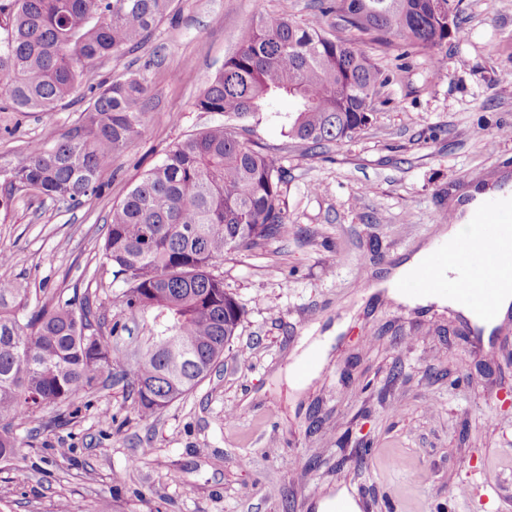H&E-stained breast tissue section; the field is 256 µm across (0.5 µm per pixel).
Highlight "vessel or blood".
<instances>
[{"mask_svg": "<svg viewBox=\"0 0 512 512\" xmlns=\"http://www.w3.org/2000/svg\"><path fill=\"white\" fill-rule=\"evenodd\" d=\"M472 221L480 226L484 234H493L498 226L512 224V207H503L498 200L489 199L475 211ZM509 264H512V239L498 241L490 252L477 257L466 246L453 252L438 249L427 260L419 277L406 283L405 289L419 292L438 287L437 271L455 267L459 275L449 283V291L454 292L463 303L479 305L482 315L490 317L495 313L494 295L499 286L491 272Z\"/></svg>", "mask_w": 512, "mask_h": 512, "instance_id": "vessel-or-blood-1", "label": "vessel or blood"}]
</instances>
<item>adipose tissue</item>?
<instances>
[{
	"label": "adipose tissue",
	"instance_id": "1",
	"mask_svg": "<svg viewBox=\"0 0 512 512\" xmlns=\"http://www.w3.org/2000/svg\"><path fill=\"white\" fill-rule=\"evenodd\" d=\"M487 198V192L481 190L473 192L471 199L459 206L456 221L440 229L438 245L454 250L460 247L464 240L476 238L477 228L471 224L470 219L473 212L479 209ZM429 254V248H421L410 259L391 270L387 279L382 283L387 297L395 303L412 308L417 306L426 308L432 305L451 307L461 311L464 317L482 331L484 336H491L493 330L502 324L508 312L512 311V287L503 288L497 292L496 313L489 319L483 318L478 308L461 303L453 293L444 288L423 292L403 291V284L418 274Z\"/></svg>",
	"mask_w": 512,
	"mask_h": 512
}]
</instances>
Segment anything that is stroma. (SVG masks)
I'll use <instances>...</instances> for the list:
<instances>
[{"mask_svg":"<svg viewBox=\"0 0 512 512\" xmlns=\"http://www.w3.org/2000/svg\"><path fill=\"white\" fill-rule=\"evenodd\" d=\"M314 0H173L141 48L108 59L74 102L52 112L0 110V159L56 140L89 89L132 75L149 91L144 134L117 155L102 189L70 208L16 194L0 216V279L55 294L117 293L101 268L104 219L178 141L223 122L195 103L258 18L313 21ZM464 39L444 68L322 21L386 76L370 123L308 150L270 113L249 118L287 180L295 234L225 255L215 272L244 308L223 361L184 398L143 420L122 386L105 384L38 410L24 445L0 465V512H319L347 490L361 512H512V312L489 341L457 311L409 308L371 290L429 244L449 200L475 179L512 184V0H460ZM318 377L285 378L307 336L338 322ZM497 475L494 488L485 472Z\"/></svg>","mask_w":512,"mask_h":512,"instance_id":"35a3bbf8","label":"stroma"}]
</instances>
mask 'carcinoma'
<instances>
[{
  "instance_id": "carcinoma-1",
  "label": "carcinoma",
  "mask_w": 512,
  "mask_h": 512,
  "mask_svg": "<svg viewBox=\"0 0 512 512\" xmlns=\"http://www.w3.org/2000/svg\"><path fill=\"white\" fill-rule=\"evenodd\" d=\"M173 0H0V80L5 108L50 112L77 96L89 69L142 45ZM320 16L385 45L442 60L448 39L464 28L455 0H317ZM385 77L347 40L320 26L261 19L199 96L201 112L224 123L173 146L112 208L99 264L119 285V313L89 297L34 306L27 289L0 280V463L22 442L16 422L37 408L68 407L108 374L149 418L192 391L224 356L243 310L213 273L224 255L258 248L292 231L285 171L243 136L242 122L272 111L286 136L309 149L352 138L374 111ZM148 88L130 76L98 87L53 143L34 140L14 163H0L8 190L34 192L72 207L97 195L103 171L147 126ZM241 123V132L228 122ZM148 335L132 347L119 340L127 319Z\"/></svg>"
}]
</instances>
